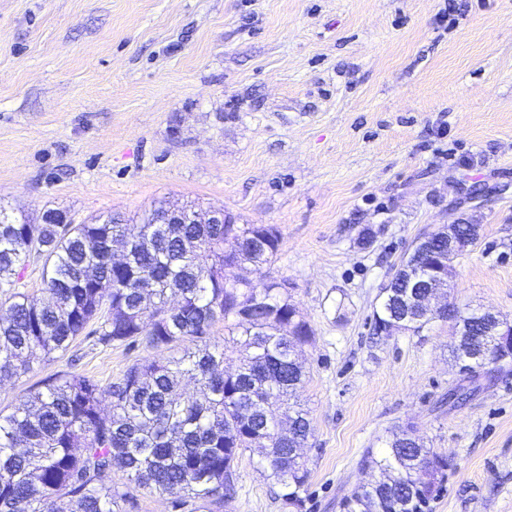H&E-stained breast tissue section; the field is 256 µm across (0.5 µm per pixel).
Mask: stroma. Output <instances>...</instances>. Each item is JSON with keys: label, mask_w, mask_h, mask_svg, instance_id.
<instances>
[{"label": "stroma", "mask_w": 512, "mask_h": 512, "mask_svg": "<svg viewBox=\"0 0 512 512\" xmlns=\"http://www.w3.org/2000/svg\"><path fill=\"white\" fill-rule=\"evenodd\" d=\"M0 0V206L38 223L221 209L280 232L274 263L314 336L298 350L313 431L302 507L238 463L221 512H342L401 427L450 458L426 512H512V364L459 407L447 322L375 333L393 265L444 224L479 236L449 299L512 322V0ZM155 349L79 337L0 386L100 384Z\"/></svg>", "instance_id": "35a3bbf8"}]
</instances>
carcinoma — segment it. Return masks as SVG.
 Returning a JSON list of instances; mask_svg holds the SVG:
<instances>
[{
    "label": "carcinoma",
    "instance_id": "cac0c4a2",
    "mask_svg": "<svg viewBox=\"0 0 512 512\" xmlns=\"http://www.w3.org/2000/svg\"><path fill=\"white\" fill-rule=\"evenodd\" d=\"M161 211L137 224L112 214L36 228L0 208V381L29 374L83 335L103 347L171 349L207 339L222 322L242 347L230 374L224 346L206 343L138 361L106 386L70 373L29 390L10 413L0 412V512H137L132 496L106 482L116 466L175 510L215 512L236 493L239 456L256 447L281 497L301 502L307 468L291 448L306 441L311 425L295 402L305 374L292 355L312 330L288 300L287 281L253 283L234 273L243 263L258 271L270 265L278 230L157 224ZM229 237L238 247L226 251ZM114 239L127 248L119 266L110 260ZM447 245L435 231L400 265L431 267ZM32 256L43 259L39 297L19 291ZM402 285L396 278L383 289L375 325L397 321L398 329L418 332L433 319L401 320L392 295ZM174 295L179 306L170 312ZM456 321L468 347L497 354V337L484 333L474 312L462 310ZM478 379L470 370L448 402L474 395ZM363 464L390 481L357 487L345 512H423L450 467L410 427L393 434L380 455L367 450Z\"/></svg>",
    "mask_w": 512,
    "mask_h": 512
}]
</instances>
